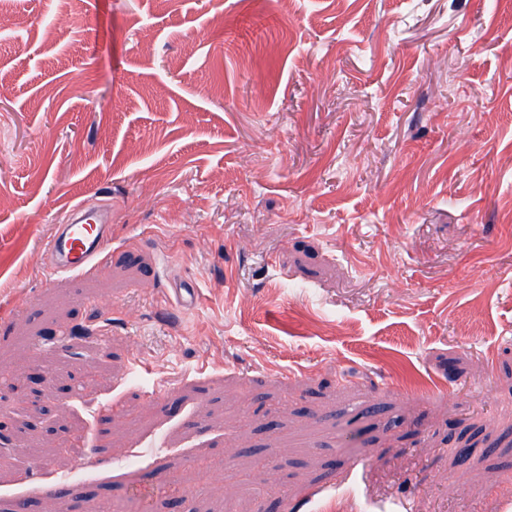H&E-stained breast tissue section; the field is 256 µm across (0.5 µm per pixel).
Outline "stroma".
<instances>
[{"instance_id": "stroma-1", "label": "stroma", "mask_w": 512, "mask_h": 512, "mask_svg": "<svg viewBox=\"0 0 512 512\" xmlns=\"http://www.w3.org/2000/svg\"><path fill=\"white\" fill-rule=\"evenodd\" d=\"M0 422V512H512V0L0 14ZM111 215L78 204L67 223L59 224L46 245V268L58 272L88 273L109 256Z\"/></svg>"}]
</instances>
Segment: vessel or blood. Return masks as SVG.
<instances>
[{"instance_id":"obj_1","label":"vessel or blood","mask_w":512,"mask_h":512,"mask_svg":"<svg viewBox=\"0 0 512 512\" xmlns=\"http://www.w3.org/2000/svg\"><path fill=\"white\" fill-rule=\"evenodd\" d=\"M110 214L86 205L71 209L66 223L58 225L46 245L49 273H87L107 259L111 239Z\"/></svg>"}]
</instances>
